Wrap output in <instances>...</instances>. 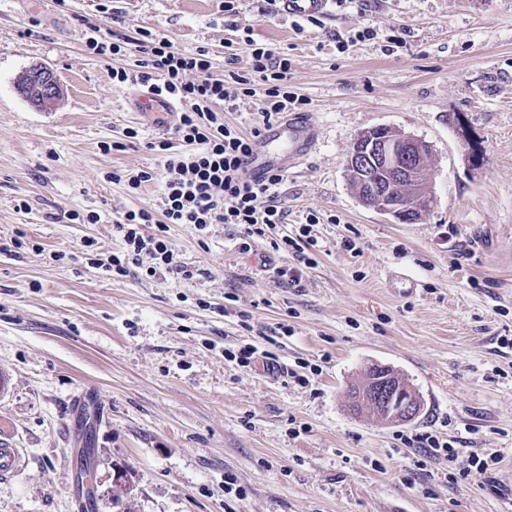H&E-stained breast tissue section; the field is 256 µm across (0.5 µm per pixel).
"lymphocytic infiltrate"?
<instances>
[{"label":"lymphocytic infiltrate","mask_w":512,"mask_h":512,"mask_svg":"<svg viewBox=\"0 0 512 512\" xmlns=\"http://www.w3.org/2000/svg\"><path fill=\"white\" fill-rule=\"evenodd\" d=\"M113 54L136 55L134 70H113L121 84H143L168 101L184 103L174 127V139L152 142L169 177L162 186L158 208L142 207L125 212L113 222L122 251L111 259L112 272L126 275L130 267L148 276L165 273L189 276L165 237L171 224H191L205 231L213 224L242 226L244 238L276 233L285 210L277 192L283 180L275 172L260 181L251 180L242 166L255 136L288 112L301 111L303 98L288 90L291 64L285 52L262 44L252 45L246 67H239L238 49L224 45L223 75L213 74L205 51L188 52L152 32L141 39L113 43ZM258 98L259 107L251 131L224 123L216 109L236 111L239 101ZM183 150H176V143ZM404 447L415 449L410 461L421 470L428 459L447 456L459 473L493 470L499 458L472 454L460 458L458 451L437 434L418 431L401 435Z\"/></svg>","instance_id":"1"}]
</instances>
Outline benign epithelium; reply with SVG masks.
<instances>
[{"label": "benign epithelium", "mask_w": 512, "mask_h": 512, "mask_svg": "<svg viewBox=\"0 0 512 512\" xmlns=\"http://www.w3.org/2000/svg\"><path fill=\"white\" fill-rule=\"evenodd\" d=\"M18 85L39 108L53 106L61 96V85L54 73L42 66H33L23 73ZM430 149L423 140L377 126L360 133L353 143L348 167L355 170L374 168L382 178L360 182L361 203L390 215L399 223L412 222L422 206L434 202L428 167ZM406 185L413 198L395 200L392 190L398 184ZM365 386L359 400L371 408L381 423L402 424L416 418L421 401L401 378L389 367L373 364L368 367Z\"/></svg>", "instance_id": "1"}]
</instances>
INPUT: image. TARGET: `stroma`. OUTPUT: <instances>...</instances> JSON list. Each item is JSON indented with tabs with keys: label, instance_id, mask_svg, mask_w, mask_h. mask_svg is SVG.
Here are the masks:
<instances>
[{
	"label": "stroma",
	"instance_id": "1",
	"mask_svg": "<svg viewBox=\"0 0 512 512\" xmlns=\"http://www.w3.org/2000/svg\"><path fill=\"white\" fill-rule=\"evenodd\" d=\"M234 5L0 0V415L27 458L0 480V512H82L77 445L96 512H121L117 476L131 512H512V0H345L315 23ZM93 25L106 44L146 28L206 50L217 75L228 39L287 53L319 128L278 188L281 232L319 219L300 283L279 277L269 238L242 250L234 224L169 225L187 279L97 268L120 249L113 219L160 202V183L134 195L112 175L157 166L148 145L169 123L128 112L112 71L134 59L90 50ZM35 65L60 81L53 108L17 89ZM376 126L430 148L435 201L415 222L364 206L350 182L352 144ZM130 127L134 143L103 151ZM396 271L416 294L392 287ZM246 343L249 369L226 357ZM374 363L418 394L413 422L350 410ZM414 430L500 462L452 480L441 456L408 475L398 436Z\"/></svg>",
	"mask_w": 512,
	"mask_h": 512
}]
</instances>
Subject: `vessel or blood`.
Instances as JSON below:
<instances>
[{
  "label": "vessel or blood",
  "mask_w": 512,
  "mask_h": 512,
  "mask_svg": "<svg viewBox=\"0 0 512 512\" xmlns=\"http://www.w3.org/2000/svg\"><path fill=\"white\" fill-rule=\"evenodd\" d=\"M335 0H276L278 14L286 18H326L331 16ZM127 105L137 113H175L173 104L156 98L151 92L140 91L129 96ZM319 137L317 126L303 113H289L286 119L265 129L257 137L244 167L256 180L271 172L294 167L310 155ZM13 426L0 417V477L16 475L24 466V452L12 447Z\"/></svg>",
  "instance_id": "b4317fda"
}]
</instances>
